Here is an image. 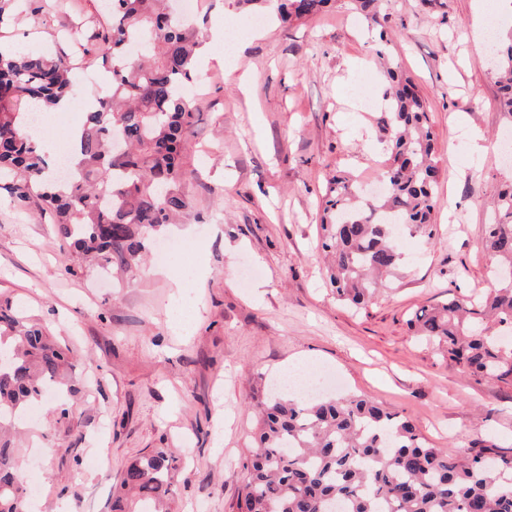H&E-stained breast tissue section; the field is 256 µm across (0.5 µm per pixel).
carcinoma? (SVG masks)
<instances>
[{
	"label": "carcinoma",
	"mask_w": 512,
	"mask_h": 512,
	"mask_svg": "<svg viewBox=\"0 0 512 512\" xmlns=\"http://www.w3.org/2000/svg\"><path fill=\"white\" fill-rule=\"evenodd\" d=\"M105 35L84 37L111 73L96 109L81 124L71 176L54 186L33 142L30 110L71 92L66 53L33 56L0 47V176L11 197H36L54 212L60 247L85 267L129 271L151 236L190 207L182 184L183 151L194 122L191 107L198 50L194 25L170 17L164 0H109ZM280 19L314 16L329 0H262ZM378 30L375 54L390 59L393 33L405 19L381 0H355ZM389 91L381 125L388 162L385 192L364 200L356 180L328 182L322 248L337 299L366 307L402 259L394 228L433 235L439 172L427 109L410 78L386 67ZM499 108L512 118V45L495 63ZM485 245L499 264L498 280L477 297L454 293L409 319L417 335L476 380L512 383V182L499 193ZM68 354L37 323L0 298V512H29L22 452L14 429L20 415L57 394L59 428L74 426L66 388ZM256 447L242 463L237 512H512V450L490 442L450 456L426 443L405 417L370 397L296 398L271 393L257 400ZM170 448H155L125 469L121 488L136 512H168L173 493Z\"/></svg>",
	"instance_id": "carcinoma-1"
}]
</instances>
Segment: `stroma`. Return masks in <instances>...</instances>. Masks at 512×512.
Masks as SVG:
<instances>
[{
  "label": "stroma",
  "instance_id": "stroma-1",
  "mask_svg": "<svg viewBox=\"0 0 512 512\" xmlns=\"http://www.w3.org/2000/svg\"><path fill=\"white\" fill-rule=\"evenodd\" d=\"M103 0H36L0 41L73 57L72 99L101 87L100 60L70 31L108 23ZM404 16L393 60L423 96L441 171L435 234L405 238L399 267L365 309L338 301L319 246L329 174L376 180L386 158L380 110L359 112L386 83L371 25L351 0L282 26L273 15L223 64L199 60L184 169L191 207L161 240L191 249L132 272L66 273L68 257L38 201L0 191V296L47 326L74 353L80 388L71 432L24 424L21 468L36 467L37 512H112L125 466L155 448L175 451L173 512H235L251 447L257 390L282 368L337 372L342 393H363L409 418L436 447L461 454L490 440L512 447V384L475 380L421 343L411 314L490 282L485 226L512 165L497 151L512 122L498 107L485 52L475 47L472 0H382ZM478 132L474 155L464 129ZM179 276L182 288L171 278Z\"/></svg>",
  "mask_w": 512,
  "mask_h": 512
}]
</instances>
